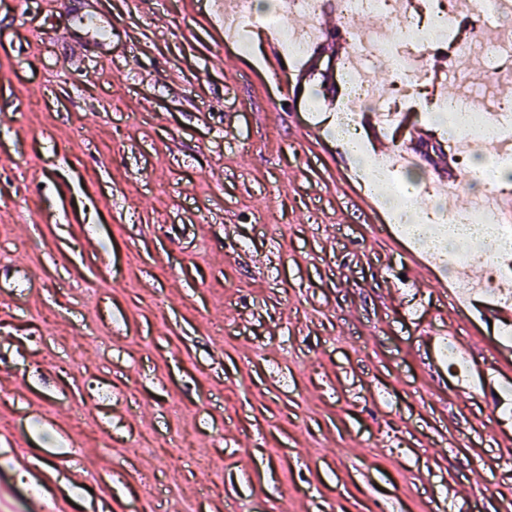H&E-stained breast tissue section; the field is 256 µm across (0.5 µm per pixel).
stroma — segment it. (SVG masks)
<instances>
[{"instance_id":"1","label":"stroma","mask_w":512,"mask_h":512,"mask_svg":"<svg viewBox=\"0 0 512 512\" xmlns=\"http://www.w3.org/2000/svg\"><path fill=\"white\" fill-rule=\"evenodd\" d=\"M246 40L212 0H0V512H512L500 322Z\"/></svg>"}]
</instances>
